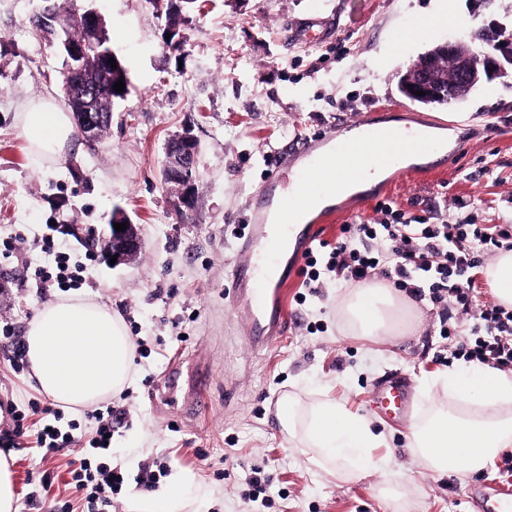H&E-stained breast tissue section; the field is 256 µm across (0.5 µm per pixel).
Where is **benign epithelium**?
<instances>
[{"instance_id":"obj_1","label":"benign epithelium","mask_w":512,"mask_h":512,"mask_svg":"<svg viewBox=\"0 0 512 512\" xmlns=\"http://www.w3.org/2000/svg\"><path fill=\"white\" fill-rule=\"evenodd\" d=\"M438 50L447 58V64L458 75L459 84L468 88L477 86L484 79L507 72L505 65L512 66V47L502 48L501 55L482 51L475 38L458 39L440 44ZM67 94L78 98L83 105L82 112L75 118L78 134L88 143L99 140V126L102 116L97 110L99 88L97 84L87 80L67 78L64 84ZM425 92V97L449 104L458 101V89L451 88L437 79L427 69L417 70L411 75L408 92ZM199 151L197 139L188 132L172 137L166 146L164 174L168 181L176 184L180 191L183 204L191 207L194 198L196 159ZM114 223H123V231L111 230L103 243V251L107 257H117L116 264L130 263L142 250V239L139 228L125 216L117 215Z\"/></svg>"}]
</instances>
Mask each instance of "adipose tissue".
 I'll list each match as a JSON object with an SVG mask.
<instances>
[{
    "instance_id": "1",
    "label": "adipose tissue",
    "mask_w": 512,
    "mask_h": 512,
    "mask_svg": "<svg viewBox=\"0 0 512 512\" xmlns=\"http://www.w3.org/2000/svg\"><path fill=\"white\" fill-rule=\"evenodd\" d=\"M21 131L38 151L60 156L74 134L68 112L53 99L29 105ZM338 309L347 326L375 339L400 336L411 323L400 291L377 282L348 290ZM26 355L41 391L58 404L86 407L123 391L131 378L133 343L120 317L106 307L66 298L38 310L26 337ZM454 408L436 405L431 416L412 423L409 445L428 471L476 472L512 447V372L483 366L439 375ZM319 462L362 474L384 470L387 460L373 451L385 439L366 416L334 400L298 410L289 403L282 417ZM184 480L175 477L162 489L135 496L130 512H187Z\"/></svg>"
}]
</instances>
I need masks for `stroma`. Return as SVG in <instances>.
<instances>
[{
	"label": "stroma",
	"mask_w": 512,
	"mask_h": 512,
	"mask_svg": "<svg viewBox=\"0 0 512 512\" xmlns=\"http://www.w3.org/2000/svg\"><path fill=\"white\" fill-rule=\"evenodd\" d=\"M169 3L78 0L100 15L129 93L114 103L112 124L95 146L71 139L54 160L36 152L20 120L32 101H64L65 33L33 26L42 0H0V240L23 237L0 275V320L25 336L36 311L64 297L56 288L38 291L31 280L47 260L37 239L53 235L75 261L93 249L90 285L75 295L129 314L125 328L137 342L128 415L112 439V462L126 475L112 512H127L142 490V467L155 460L166 475L187 477L194 512H472L466 489L499 479L503 457L473 474L430 475L408 446L410 420H388L372 406L374 385L392 374L405 378L416 417L446 401L433 381L460 362L442 356L436 307L412 301V329L376 341L346 329L336 307L346 288L329 282L304 303L291 300L294 330L256 350L241 334L245 312L229 305L225 287L248 233L246 207L265 196L271 166L285 161L301 170L297 147L326 148L324 132L345 135L349 122L369 115L437 130L458 156L429 163L425 175L398 173L388 185L357 192L354 210L335 201L338 213L320 227L321 238L336 239L345 223L375 221L383 200L421 211L471 198L470 221L512 219V83L482 82L464 101L442 107L411 103L398 89L400 75L430 46L491 26L512 31V0H454L453 19L417 41L410 32L438 0H197L180 19L184 45L177 53L164 40ZM315 16L329 20L332 37L310 46L288 40L289 26ZM186 131L200 144L188 209L163 176L167 140ZM486 164L500 184L474 178ZM118 210L138 225L143 246L134 263L114 266L102 240ZM177 363L183 373L170 393L166 375ZM204 371L208 403L194 411ZM278 395L305 405L333 398L367 416L387 436L375 457L393 458L395 467L339 476L314 466L308 449L270 414ZM44 399L29 373H14L0 350V402L28 416L27 433L0 451L11 460L17 512H27L24 497L33 487L45 512L59 500L86 512L71 486L72 450L43 456L36 433L69 426L84 448L95 421L83 408L63 410L58 420L29 415L30 402ZM257 472L270 491L263 503L247 498Z\"/></svg>",
	"instance_id": "1"
}]
</instances>
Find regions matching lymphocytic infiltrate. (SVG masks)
I'll return each instance as SVG.
<instances>
[{"instance_id": "f902f5d3", "label": "lymphocytic infiltrate", "mask_w": 512, "mask_h": 512, "mask_svg": "<svg viewBox=\"0 0 512 512\" xmlns=\"http://www.w3.org/2000/svg\"><path fill=\"white\" fill-rule=\"evenodd\" d=\"M383 221L344 224L335 241L318 240L303 256L299 270L305 289L324 282L366 283L380 277L418 300L441 311L440 334L454 358L512 365V308L477 300L475 278L494 249L512 247L511 224L448 222L436 216H405L393 201H381ZM39 247L49 262L34 271L41 286L63 291L82 288L86 280L81 263L72 261L54 239L42 238ZM297 294V302L306 296ZM96 436L73 461L72 480L85 492L91 512H112V496L125 481L120 468L111 466L109 433L123 423L126 410L113 405L94 412Z\"/></svg>"}]
</instances>
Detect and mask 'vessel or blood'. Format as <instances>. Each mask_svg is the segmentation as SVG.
Segmentation results:
<instances>
[{
    "label": "vessel or blood",
    "mask_w": 512,
    "mask_h": 512,
    "mask_svg": "<svg viewBox=\"0 0 512 512\" xmlns=\"http://www.w3.org/2000/svg\"><path fill=\"white\" fill-rule=\"evenodd\" d=\"M332 29L325 19L312 18L291 30L296 40L317 43L328 39ZM430 154L427 138L398 126L365 125L354 139L336 141L331 155L343 163L347 180L356 182L365 167L391 169L400 159L425 158ZM268 199L278 201L282 219L269 224L266 202H250L251 213L248 239L242 247L245 258L234 266L232 276V305L247 308V339L252 346L265 348L287 336L294 326V318L284 304V288L293 265L299 264L310 247L317 228L292 223L291 210L297 196L283 178L281 170L272 171L268 178ZM291 251L290 265H283L278 251L281 246ZM374 394L379 411L389 419L399 420L409 415L411 399L405 382L397 375L379 381ZM474 512H512V480L476 486L469 491Z\"/></svg>",
    "instance_id": "1"
}]
</instances>
